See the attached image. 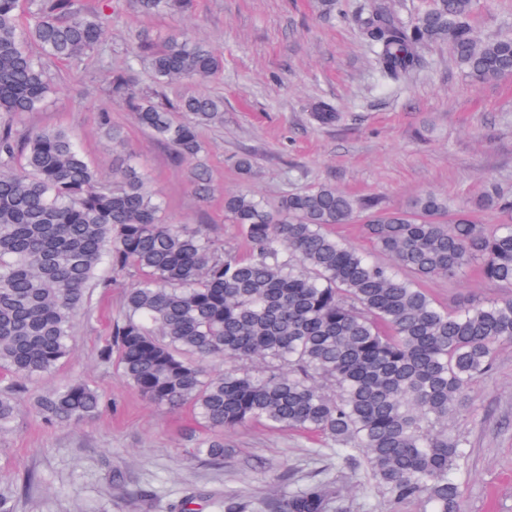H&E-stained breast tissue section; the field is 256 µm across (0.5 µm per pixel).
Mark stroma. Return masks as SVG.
I'll use <instances>...</instances> for the list:
<instances>
[{
    "mask_svg": "<svg viewBox=\"0 0 512 512\" xmlns=\"http://www.w3.org/2000/svg\"><path fill=\"white\" fill-rule=\"evenodd\" d=\"M364 0H336V16L316 0H193L179 17L143 15L132 0H112V24L97 55L50 64L56 91L43 111L19 126L62 127L82 146L102 177L112 175V140L100 125L110 105L171 224H207L220 245L245 251L224 220V194L247 188L270 200L323 183L357 198L400 208L429 190L463 205L487 186L512 196V76L489 83L466 77L448 46L425 47L426 65L408 84L388 86L370 62L355 17ZM471 23L481 38L512 33V0H475ZM186 29L224 53V70L207 84L181 80L165 87L172 99L207 91L224 100V120L202 133L211 179L208 198L193 191L190 170L172 150L142 130L131 112L109 100L112 73L133 67L144 92L152 76L135 55L141 42L162 43ZM323 100L339 109L320 125L310 109ZM253 161L240 174L241 155ZM127 281L94 292L88 313L75 319L69 355L30 393L83 379L98 386L107 406L79 426L48 427L23 403L11 431L0 437V491L15 495L14 512H169L193 496L194 512H222L225 495L249 512L329 470L343 489V512H381L384 494L365 467H340L318 439L251 425L224 435V461L195 458L203 431L190 407L147 403L100 351L118 318ZM438 303H488L505 291L476 269L426 282ZM470 400L448 417V433L463 439L468 467L461 512H512V343L500 344L492 371L476 378ZM31 474L32 488L16 490ZM151 493L150 502L133 489Z\"/></svg>",
    "mask_w": 512,
    "mask_h": 512,
    "instance_id": "obj_1",
    "label": "stroma"
}]
</instances>
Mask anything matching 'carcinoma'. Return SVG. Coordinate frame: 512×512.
I'll use <instances>...</instances> for the list:
<instances>
[{
  "label": "carcinoma",
  "mask_w": 512,
  "mask_h": 512,
  "mask_svg": "<svg viewBox=\"0 0 512 512\" xmlns=\"http://www.w3.org/2000/svg\"><path fill=\"white\" fill-rule=\"evenodd\" d=\"M135 3L146 15L187 8V0ZM472 5L431 0L405 23L387 0H366L357 27L390 85L422 68L421 49L433 42L448 44L475 81L511 76L512 35L480 39L468 22ZM111 19L90 0H0V434L28 382L69 354L90 293L131 278L101 356L152 404L192 407L210 432L195 457L224 462V432L250 423L291 429L321 437L338 464L364 459L384 490V512L416 500L427 512H460L456 474L466 452L446 422L467 406V387L490 370L495 348L512 342V296L449 310L421 282L455 278L475 263L486 282L512 288V201L491 189L470 207L453 208L435 192L406 209L368 204L364 232L388 263L332 234L361 204L331 184L275 202L245 189L225 194V219L247 241L246 255L221 248L201 224H167L130 151L109 182L67 130L13 122L42 109L47 63L99 49ZM141 49L159 86L224 70L223 53L186 30ZM111 95L191 167L195 193L208 197L199 128L223 121L224 99L156 101L129 70L113 74ZM313 112L321 124L337 119L328 102ZM481 209L509 221L479 224ZM214 359L223 370L207 367ZM256 359L262 367H242ZM103 406L82 381L33 399L47 425L78 424ZM338 497L335 481L321 478L268 507L332 512Z\"/></svg>",
  "instance_id": "1"
}]
</instances>
